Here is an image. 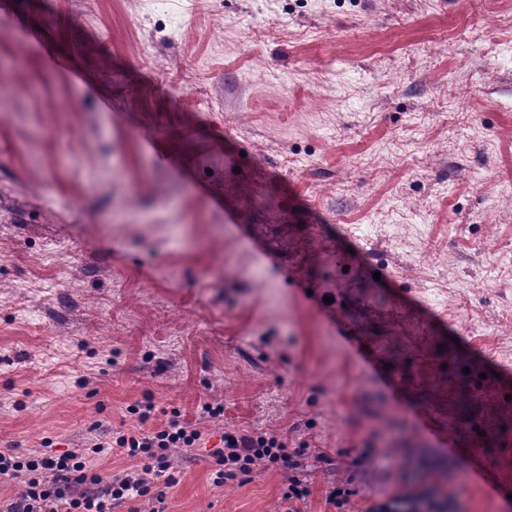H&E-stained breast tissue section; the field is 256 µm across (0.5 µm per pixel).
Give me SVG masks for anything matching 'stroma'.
Listing matches in <instances>:
<instances>
[{
  "instance_id": "1",
  "label": "stroma",
  "mask_w": 512,
  "mask_h": 512,
  "mask_svg": "<svg viewBox=\"0 0 512 512\" xmlns=\"http://www.w3.org/2000/svg\"><path fill=\"white\" fill-rule=\"evenodd\" d=\"M175 9L0 0V450L212 400L164 512H334L338 485L359 512L419 461L512 512L462 481L512 488V0ZM232 430L305 454L218 486ZM465 484H477L488 494H500L501 491L493 480L490 469L480 460L470 461L462 474Z\"/></svg>"
}]
</instances>
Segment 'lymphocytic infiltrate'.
I'll return each mask as SVG.
<instances>
[{"instance_id":"1","label":"lymphocytic infiltrate","mask_w":512,"mask_h":512,"mask_svg":"<svg viewBox=\"0 0 512 512\" xmlns=\"http://www.w3.org/2000/svg\"><path fill=\"white\" fill-rule=\"evenodd\" d=\"M152 403L129 405L138 417L139 429L105 430L84 448L18 454L0 452V478L19 482L21 492L0 500V512H112L115 505L129 500L163 501L166 486L172 485L168 451L172 448L203 447L205 435L197 422L171 417L160 428L143 430L151 417ZM137 460L136 470L113 475L99 463L114 451ZM304 451L289 447L273 433L225 432L222 447L212 449L217 469L216 484L251 472L256 463L274 467H297ZM401 491L372 499L364 512H453L452 497L428 486L421 468L411 467L401 476Z\"/></svg>"}]
</instances>
